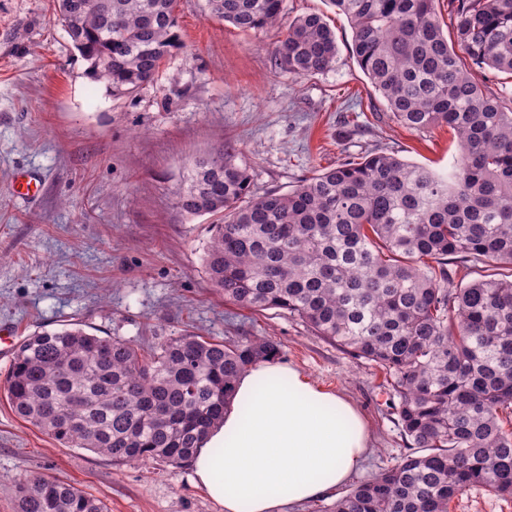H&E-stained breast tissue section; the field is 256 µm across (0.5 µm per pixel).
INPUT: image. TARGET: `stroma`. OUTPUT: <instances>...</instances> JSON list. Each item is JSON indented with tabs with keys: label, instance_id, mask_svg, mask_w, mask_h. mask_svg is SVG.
<instances>
[{
	"label": "stroma",
	"instance_id": "1",
	"mask_svg": "<svg viewBox=\"0 0 512 512\" xmlns=\"http://www.w3.org/2000/svg\"><path fill=\"white\" fill-rule=\"evenodd\" d=\"M316 12L334 30L335 66L299 78L275 64L284 28L243 32L180 0L182 45L126 95L84 75L56 0H0V324L26 337L79 323L98 336L157 345L190 330L218 340L269 336L280 362L345 397L367 424L360 481L393 465L406 440L382 373L298 318L225 302L204 257L216 216L190 215L177 192L194 160L230 150L251 189L292 190L369 152L448 170V126L399 124L351 53L347 17L329 0H284L283 18ZM39 178L34 197L14 177ZM45 475L108 512H220L190 465L130 462L65 448L0 398V512H16L17 475Z\"/></svg>",
	"mask_w": 512,
	"mask_h": 512
}]
</instances>
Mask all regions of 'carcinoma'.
I'll list each match as a JSON object with an SVG mask.
<instances>
[{"label": "carcinoma", "instance_id": "cac0c4a2", "mask_svg": "<svg viewBox=\"0 0 512 512\" xmlns=\"http://www.w3.org/2000/svg\"><path fill=\"white\" fill-rule=\"evenodd\" d=\"M85 75L114 95L152 80L180 46L179 0H57ZM352 55L402 125H447L459 157L437 172L371 153L280 193L251 191L222 150L194 162L178 193L190 214L223 216L205 257L211 285L253 311L278 309L375 364L410 452L357 482L330 512H448L482 489L512 498V279L455 284L448 257L512 266V107L468 70L512 74V0H331ZM242 31L279 23L283 0H206ZM316 13L288 23L276 65L314 76L336 64ZM268 336L189 331L143 348L78 325L35 332L4 384L13 412L65 448L121 465L189 462L224 419L237 379L274 360ZM18 512H107L69 483L23 476Z\"/></svg>", "mask_w": 512, "mask_h": 512}]
</instances>
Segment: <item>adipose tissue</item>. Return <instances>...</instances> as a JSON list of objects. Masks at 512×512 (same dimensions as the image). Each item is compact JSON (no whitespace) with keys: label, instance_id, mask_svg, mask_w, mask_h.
<instances>
[{"label":"adipose tissue","instance_id":"ef3b65f1","mask_svg":"<svg viewBox=\"0 0 512 512\" xmlns=\"http://www.w3.org/2000/svg\"><path fill=\"white\" fill-rule=\"evenodd\" d=\"M234 402L191 461L196 486L223 512H282L336 490L359 468L365 421L295 368L254 366Z\"/></svg>","mask_w":512,"mask_h":512}]
</instances>
